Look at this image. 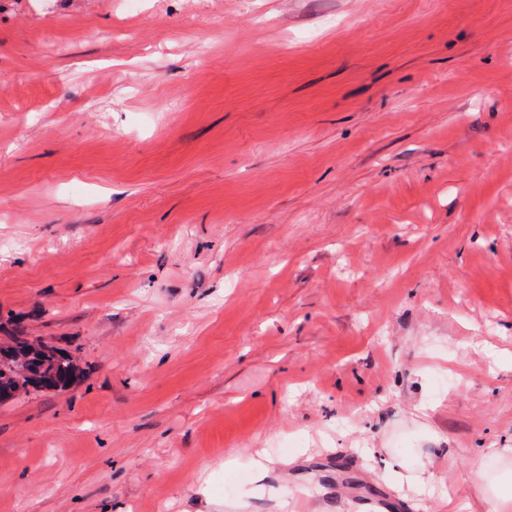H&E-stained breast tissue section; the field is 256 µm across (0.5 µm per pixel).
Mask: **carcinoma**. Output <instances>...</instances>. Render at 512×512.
Here are the masks:
<instances>
[{
	"mask_svg": "<svg viewBox=\"0 0 512 512\" xmlns=\"http://www.w3.org/2000/svg\"><path fill=\"white\" fill-rule=\"evenodd\" d=\"M0 346V402L19 392L56 390L79 379L81 370L72 359L52 348L18 336Z\"/></svg>",
	"mask_w": 512,
	"mask_h": 512,
	"instance_id": "carcinoma-1",
	"label": "carcinoma"
}]
</instances>
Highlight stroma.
<instances>
[{
    "instance_id": "stroma-1",
    "label": "stroma",
    "mask_w": 512,
    "mask_h": 512,
    "mask_svg": "<svg viewBox=\"0 0 512 512\" xmlns=\"http://www.w3.org/2000/svg\"><path fill=\"white\" fill-rule=\"evenodd\" d=\"M11 336L0 512H487L512 0H0ZM12 340V344L0 346L1 403L21 391L56 390L79 379L81 370L69 356L19 336H12Z\"/></svg>"
}]
</instances>
